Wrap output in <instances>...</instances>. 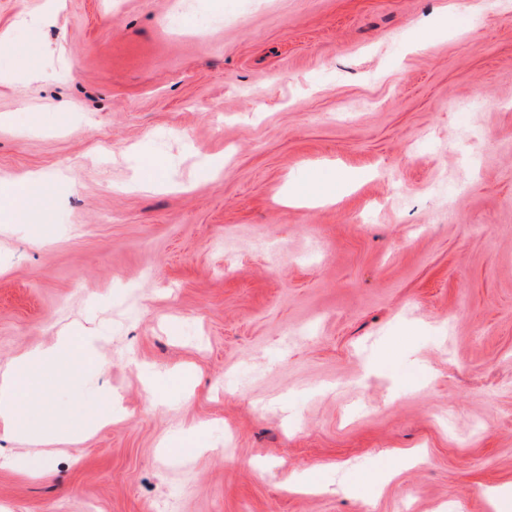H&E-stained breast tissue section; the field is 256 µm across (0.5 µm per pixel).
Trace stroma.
<instances>
[{
  "label": "stroma",
  "instance_id": "1",
  "mask_svg": "<svg viewBox=\"0 0 512 512\" xmlns=\"http://www.w3.org/2000/svg\"><path fill=\"white\" fill-rule=\"evenodd\" d=\"M184 2L0 0V174L50 183L29 223L0 208V365L98 334L124 407L80 446L0 439L47 469H0V512H491L512 0ZM144 156L163 186H139ZM349 173L334 204L282 201ZM182 368L156 403L143 375ZM198 424L202 457L161 448ZM416 448L384 489L335 493ZM312 468L323 490L288 487Z\"/></svg>",
  "mask_w": 512,
  "mask_h": 512
}]
</instances>
